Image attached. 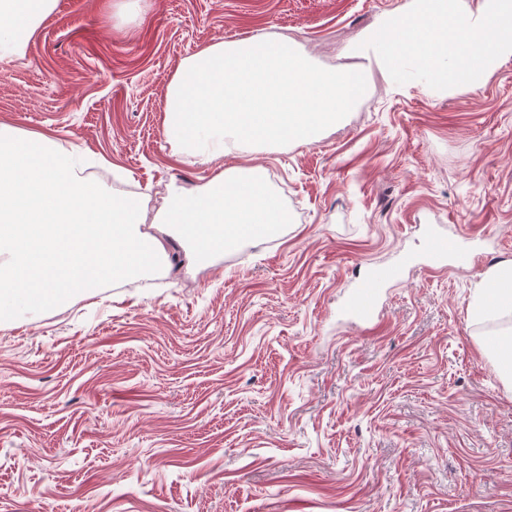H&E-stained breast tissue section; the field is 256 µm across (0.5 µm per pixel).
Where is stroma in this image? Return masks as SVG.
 I'll return each mask as SVG.
<instances>
[{"label": "stroma", "mask_w": 512, "mask_h": 512, "mask_svg": "<svg viewBox=\"0 0 512 512\" xmlns=\"http://www.w3.org/2000/svg\"><path fill=\"white\" fill-rule=\"evenodd\" d=\"M410 0H58L0 67V123L104 159L155 224L168 188L256 171L288 208L267 242L207 267L0 324V512H512V384L470 315L512 262V58L472 92L387 81L372 51L356 107L309 145L210 163L164 133L167 86L199 50L287 38L309 61ZM475 264L434 274L425 225ZM382 287L381 326L343 303ZM399 274L398 267L374 271L349 296L345 304V312L364 325H377L380 288L383 284L395 280Z\"/></svg>", "instance_id": "35a3bbf8"}]
</instances>
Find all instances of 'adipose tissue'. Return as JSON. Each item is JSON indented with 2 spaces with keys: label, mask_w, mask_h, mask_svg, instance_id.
<instances>
[{
  "label": "adipose tissue",
  "mask_w": 512,
  "mask_h": 512,
  "mask_svg": "<svg viewBox=\"0 0 512 512\" xmlns=\"http://www.w3.org/2000/svg\"><path fill=\"white\" fill-rule=\"evenodd\" d=\"M57 4L58 0H0V64L24 56L40 23ZM287 221L286 210L257 176L224 172L205 188L170 189L160 230L176 232L189 243L188 258L198 264L231 243H264Z\"/></svg>",
  "instance_id": "ef3b65f1"
}]
</instances>
